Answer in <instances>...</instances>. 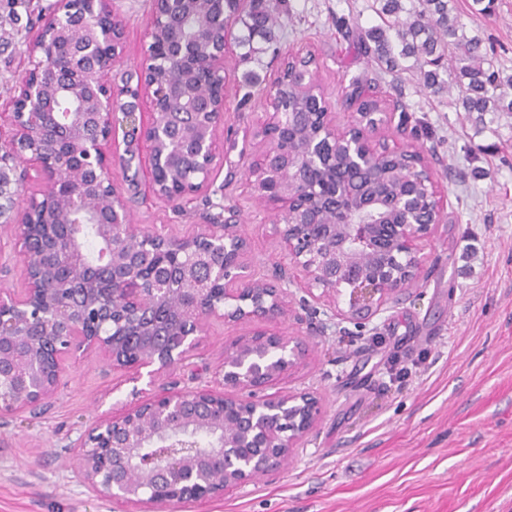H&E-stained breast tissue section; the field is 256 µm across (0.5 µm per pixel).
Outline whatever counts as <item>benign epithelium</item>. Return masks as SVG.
Instances as JSON below:
<instances>
[{
	"mask_svg": "<svg viewBox=\"0 0 512 512\" xmlns=\"http://www.w3.org/2000/svg\"><path fill=\"white\" fill-rule=\"evenodd\" d=\"M109 2L86 0V9L69 12L67 23L52 15L44 20L29 45L31 69L9 111L0 113V164L15 169L25 163L21 180L45 186L28 197L26 223L8 225L26 288L0 289V418L31 412L51 398L67 358L100 352L112 368H151L150 393L128 410L99 418L80 439L77 476L103 498L157 512L172 502L222 497L228 488L281 470L316 428L323 405L315 395L264 394L309 351L302 339L266 327L289 316L293 273L303 278L307 316L318 314L316 303L324 301L336 323L363 327L426 276L425 247L447 213L425 156L377 140L379 124L366 125L355 111L339 129L318 96V131L309 134L287 122L271 99L272 111L255 132L266 148L252 165V191L279 217L272 229L287 263L256 276L246 261L249 242L229 217L200 233H157L138 245L143 232L128 223L127 201L112 177L115 165L131 167L118 141V131H130L119 120L121 97L133 93L149 104L133 119L147 147L152 194L181 202L204 190L219 157L226 95L222 90L198 99L189 86L203 69L225 86L233 22L223 21L216 40L190 43L173 27V0H153L132 90L109 79L124 52V28L104 8ZM161 54L185 74L180 112L169 110ZM31 103L43 119H26ZM185 141L194 143L198 165L189 182L175 175ZM338 148L374 178L408 180L419 193L387 196L339 175ZM309 158L336 186L332 208L345 216L339 224L326 220L327 196L318 185L300 188ZM60 195L93 226L103 245L96 261H87L78 241L54 224ZM168 251L182 255L175 269L161 261ZM205 276L209 287H198ZM226 320L260 327L225 341L222 390L155 385V374L189 357L206 325ZM188 431L208 432L218 446L144 457L155 441Z\"/></svg>",
	"mask_w": 512,
	"mask_h": 512,
	"instance_id": "7a95c632",
	"label": "benign epithelium"
}]
</instances>
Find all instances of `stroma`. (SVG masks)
I'll use <instances>...</instances> for the list:
<instances>
[{"label":"stroma","instance_id":"1","mask_svg":"<svg viewBox=\"0 0 512 512\" xmlns=\"http://www.w3.org/2000/svg\"><path fill=\"white\" fill-rule=\"evenodd\" d=\"M151 0H112L125 27V50L112 72L137 73ZM467 32L479 35L512 74V0L480 13L474 0H452ZM57 0H0V107L30 67L28 45ZM290 9L276 49L225 59L231 83L218 138L221 160L207 188L190 202L170 203L148 190L146 170H115L138 230L187 236L238 214L250 242L256 276L271 275L283 252L270 211L251 194V164L263 148L253 131L268 110L267 93L289 53L318 58L316 78L337 123L351 112L352 77H373L355 43L336 25L346 17L369 26L371 0H285ZM253 71L260 82L241 85ZM414 148L435 147V177L448 221L428 249L430 272L366 328L346 329L328 317L279 323L305 339V361L267 388L268 395L308 391L324 413L304 448L280 471L223 497L173 503L164 512H512V114L498 112L487 128L457 111L448 94L431 95L405 80ZM252 322H213L183 368L160 373L157 384L212 381L226 339L252 331ZM409 373L390 377L392 359ZM145 380L110 369L100 355L66 361L56 394L40 414L0 419V512H128L100 499L76 474L75 443L102 414L138 402Z\"/></svg>","mask_w":512,"mask_h":512}]
</instances>
